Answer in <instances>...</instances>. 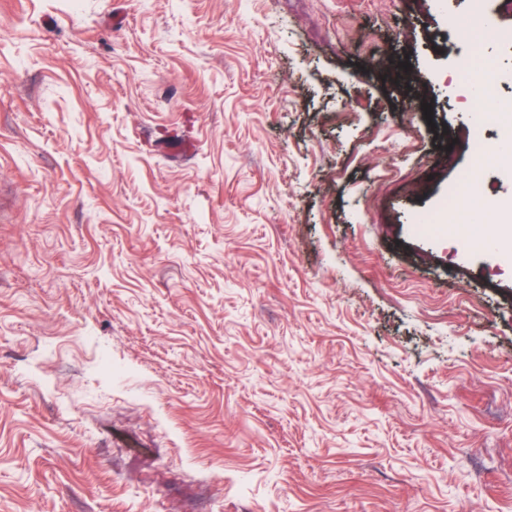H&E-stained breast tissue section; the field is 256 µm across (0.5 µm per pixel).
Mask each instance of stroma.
<instances>
[{
	"instance_id": "1",
	"label": "stroma",
	"mask_w": 512,
	"mask_h": 512,
	"mask_svg": "<svg viewBox=\"0 0 512 512\" xmlns=\"http://www.w3.org/2000/svg\"><path fill=\"white\" fill-rule=\"evenodd\" d=\"M497 3L0 0V512H512ZM502 133L503 136L497 142L486 146L482 154V161L493 162L499 167L511 171L509 147L506 145L512 141V126L503 127ZM480 208L495 210L502 215L506 223L490 229V236L502 255L512 258V226L508 224V221L512 218V199L503 200L497 197H486L481 200Z\"/></svg>"
}]
</instances>
